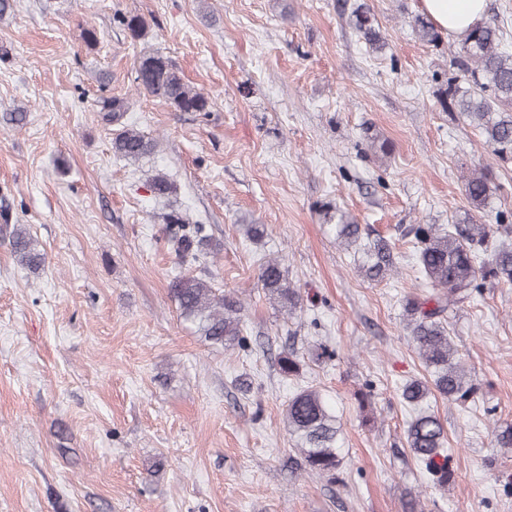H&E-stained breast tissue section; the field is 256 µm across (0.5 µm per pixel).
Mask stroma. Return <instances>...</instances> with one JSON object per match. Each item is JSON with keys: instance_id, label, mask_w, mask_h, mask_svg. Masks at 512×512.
<instances>
[{"instance_id": "obj_1", "label": "stroma", "mask_w": 512, "mask_h": 512, "mask_svg": "<svg viewBox=\"0 0 512 512\" xmlns=\"http://www.w3.org/2000/svg\"><path fill=\"white\" fill-rule=\"evenodd\" d=\"M364 3L382 42L350 15ZM420 0H10L0 17V216L47 253L22 267L0 225V512H512V288L451 303L453 344L479 391L428 407L455 472L429 483L405 443L415 410L402 386L426 375L406 330L407 297L431 293L413 247L419 224L462 221L463 174L491 167L501 191L484 223L512 224V164L441 100L456 50L411 26ZM146 23L132 39L115 14ZM97 41L87 44L86 30ZM170 58L212 95L177 112L138 94L139 55ZM130 99L127 122L157 140L117 157L98 105ZM172 175L175 194L149 185ZM351 213L389 248L392 272L364 278L319 210ZM204 224V258L183 262L167 213ZM266 225L261 242L246 224ZM283 259L302 298L292 312L257 286ZM194 275L240 299L248 350L202 342L171 299ZM332 359L317 358L319 345ZM293 350L297 374L277 356ZM340 417L341 480L303 468L284 424L301 389Z\"/></svg>"}]
</instances>
